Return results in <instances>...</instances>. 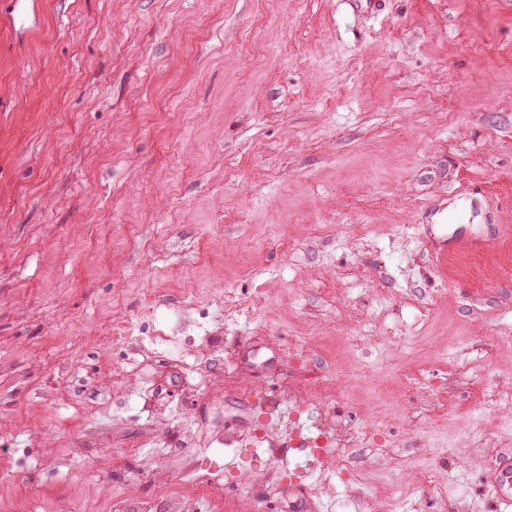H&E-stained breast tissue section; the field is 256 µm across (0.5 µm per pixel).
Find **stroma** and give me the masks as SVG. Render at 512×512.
<instances>
[{"label": "stroma", "instance_id": "stroma-1", "mask_svg": "<svg viewBox=\"0 0 512 512\" xmlns=\"http://www.w3.org/2000/svg\"><path fill=\"white\" fill-rule=\"evenodd\" d=\"M41 11L27 34L0 18V512H105L152 495L153 468L181 487L214 429L258 426L257 397L355 442L284 489L307 451L274 421L224 512H492L484 471L512 454V0ZM460 231L483 250L437 260ZM124 325L141 352L108 339ZM94 424L111 446L85 447Z\"/></svg>", "mask_w": 512, "mask_h": 512}]
</instances>
